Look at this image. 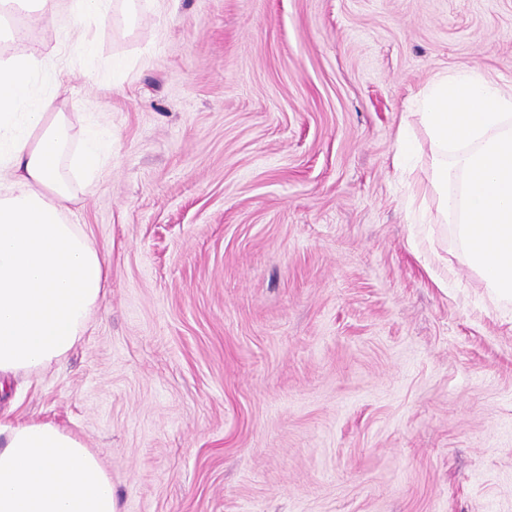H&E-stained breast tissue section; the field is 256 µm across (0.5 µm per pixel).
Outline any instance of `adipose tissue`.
<instances>
[{
	"mask_svg": "<svg viewBox=\"0 0 512 512\" xmlns=\"http://www.w3.org/2000/svg\"><path fill=\"white\" fill-rule=\"evenodd\" d=\"M112 0H0V394L21 373L65 359L105 299L108 258L67 202L97 176L103 142L54 112L46 62L22 22L61 26L95 58ZM0 512H118L112 480L79 435L54 423L0 422Z\"/></svg>",
	"mask_w": 512,
	"mask_h": 512,
	"instance_id": "adipose-tissue-1",
	"label": "adipose tissue"
}]
</instances>
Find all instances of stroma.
<instances>
[{"label": "stroma", "mask_w": 512, "mask_h": 512, "mask_svg": "<svg viewBox=\"0 0 512 512\" xmlns=\"http://www.w3.org/2000/svg\"><path fill=\"white\" fill-rule=\"evenodd\" d=\"M27 44L107 128L69 218L110 274L0 411L77 432L119 512H512V319L394 167L435 72L512 90V0H115L99 64Z\"/></svg>", "instance_id": "1"}]
</instances>
